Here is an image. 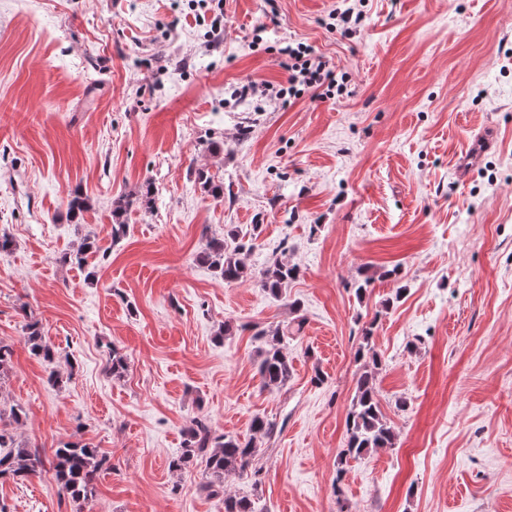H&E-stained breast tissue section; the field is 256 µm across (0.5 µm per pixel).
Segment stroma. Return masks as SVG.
<instances>
[{
  "label": "stroma",
  "instance_id": "1",
  "mask_svg": "<svg viewBox=\"0 0 512 512\" xmlns=\"http://www.w3.org/2000/svg\"><path fill=\"white\" fill-rule=\"evenodd\" d=\"M350 7L345 37L331 13ZM296 42L343 95L240 96L285 82ZM145 183L113 241V201ZM255 224L248 264L299 271L287 300L198 259L204 235ZM0 235V411L22 408L44 456L79 439L111 462L81 503L48 466L1 479L7 512H224L203 464L168 468L197 415L218 434L275 422L224 481L259 512H512V0H0ZM87 237L107 250L92 282L62 260ZM297 317L292 374L262 388L254 329ZM34 321L55 364L28 349ZM367 342L396 445L340 469Z\"/></svg>",
  "mask_w": 512,
  "mask_h": 512
}]
</instances>
